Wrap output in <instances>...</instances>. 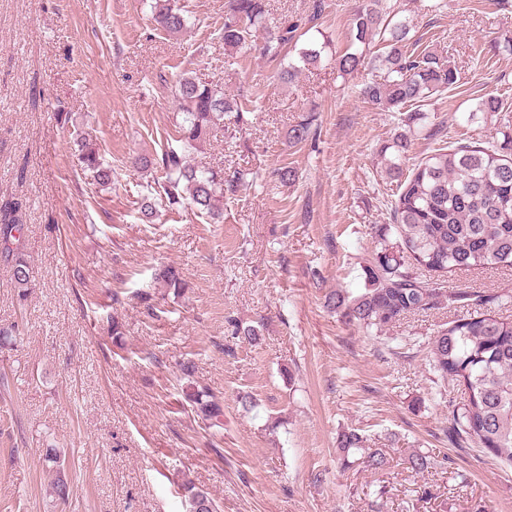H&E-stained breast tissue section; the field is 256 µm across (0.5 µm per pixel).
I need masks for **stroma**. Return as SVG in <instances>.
I'll list each match as a JSON object with an SVG mask.
<instances>
[{"mask_svg":"<svg viewBox=\"0 0 512 512\" xmlns=\"http://www.w3.org/2000/svg\"><path fill=\"white\" fill-rule=\"evenodd\" d=\"M154 2L0 0V195L22 202L32 257L23 301L0 264V327L19 331L0 348V512H190L186 482L219 512H367L380 486L382 512H512V468L448 439L462 394L427 356L457 310L374 336L324 305L366 286L378 230L392 222L383 148L395 135L410 140L407 172L444 141L512 153V0H382L457 70L408 127L362 98L373 66L344 74L334 62L370 0H269L274 23L320 5L331 42L332 60L288 85L258 46L225 52L224 0H179L186 27L176 36L152 22ZM183 77L251 94L247 123L218 126L191 155L244 173L220 201V224L168 207L160 173L139 164L173 142ZM487 96L503 111H476ZM309 115L313 137L291 144ZM84 133L112 170L108 184L80 166ZM284 166L293 182L277 180ZM163 263L179 269L181 295L153 287ZM421 278L512 296L510 269ZM190 383L221 399L223 426L196 416ZM346 428L387 449L389 467L342 469ZM50 445L69 468L62 503L47 494ZM414 448L448 455L464 481L411 473L402 460Z\"/></svg>","mask_w":512,"mask_h":512,"instance_id":"1","label":"stroma"}]
</instances>
